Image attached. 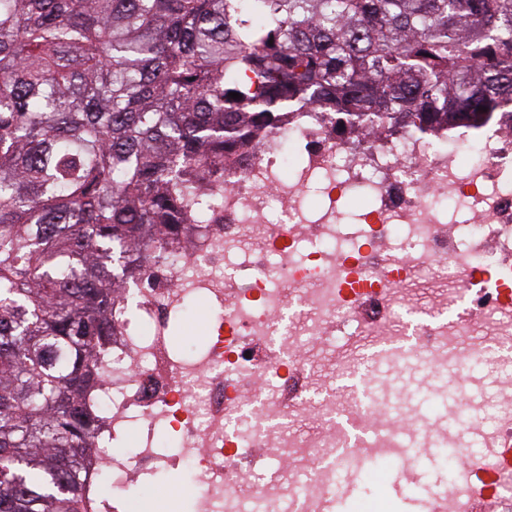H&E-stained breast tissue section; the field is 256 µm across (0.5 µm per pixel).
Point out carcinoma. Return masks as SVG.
I'll return each mask as SVG.
<instances>
[{
	"label": "carcinoma",
	"instance_id": "1",
	"mask_svg": "<svg viewBox=\"0 0 512 512\" xmlns=\"http://www.w3.org/2000/svg\"><path fill=\"white\" fill-rule=\"evenodd\" d=\"M511 103L512 0H0V512H87L125 249L149 267L189 182L290 109Z\"/></svg>",
	"mask_w": 512,
	"mask_h": 512
}]
</instances>
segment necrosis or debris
<instances>
[{
  "label": "necrosis or debris",
  "instance_id": "necrosis-or-debris-1",
  "mask_svg": "<svg viewBox=\"0 0 512 512\" xmlns=\"http://www.w3.org/2000/svg\"><path fill=\"white\" fill-rule=\"evenodd\" d=\"M186 219L131 270L86 403L100 417L88 512H140L165 469L188 471L165 512H319L362 457L405 469L416 449L479 433L493 465L453 473L430 512L477 490L512 512V117L421 133L354 132L317 108L289 113L256 146L196 184ZM207 309L204 341L175 347L171 323ZM371 368L416 361L440 381L449 353L487 364L492 418L459 382L428 418L418 392L349 381L370 337L400 341Z\"/></svg>",
  "mask_w": 512,
  "mask_h": 512
}]
</instances>
